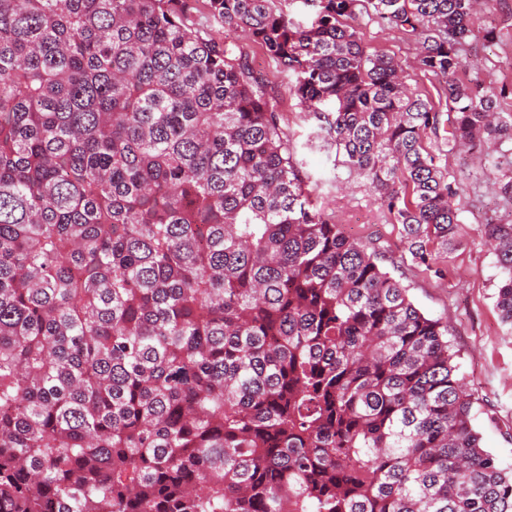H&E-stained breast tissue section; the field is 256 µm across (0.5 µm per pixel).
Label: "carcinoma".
<instances>
[{"mask_svg": "<svg viewBox=\"0 0 512 512\" xmlns=\"http://www.w3.org/2000/svg\"><path fill=\"white\" fill-rule=\"evenodd\" d=\"M205 0L296 76L412 259L460 244L439 108L316 0ZM444 83L477 0H363ZM187 0H0V512H512L446 329L312 207L278 101ZM512 325V224H487ZM435 268V267H433ZM439 275L445 270L435 268ZM305 0H288V2H275V5L286 9L288 16L301 27H309L315 18L313 7L304 4Z\"/></svg>", "mask_w": 512, "mask_h": 512, "instance_id": "carcinoma-1", "label": "carcinoma"}]
</instances>
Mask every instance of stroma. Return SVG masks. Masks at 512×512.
I'll return each mask as SVG.
<instances>
[{"mask_svg":"<svg viewBox=\"0 0 512 512\" xmlns=\"http://www.w3.org/2000/svg\"><path fill=\"white\" fill-rule=\"evenodd\" d=\"M189 22L221 41L244 48L256 76L281 103L282 132L295 152L312 198L347 235L375 247L380 266L408 289L415 306L448 326V338L457 353L459 374L472 389L475 430L481 445L500 468L512 471V326L502 322L497 309L500 280L495 252L485 235L488 221L512 222V197L491 177L492 160L464 149L449 151L448 119H441L436 134L425 143L449 173L460 205V231L464 244L456 251L439 253L437 263L447 275L438 278L415 264L402 242L398 225L377 199L370 182L351 171L326 133L304 112L294 93V76L279 73L274 61L243 30L212 24L202 0H193ZM348 23L370 48L401 61L411 89L438 99L442 84L419 68L417 39L390 29L363 7H356ZM499 31L489 42L484 33ZM474 35L462 57L463 79L477 78L492 87H505L500 100L504 115H512V0H496L478 8Z\"/></svg>","mask_w":512,"mask_h":512,"instance_id":"obj_1","label":"stroma"}]
</instances>
